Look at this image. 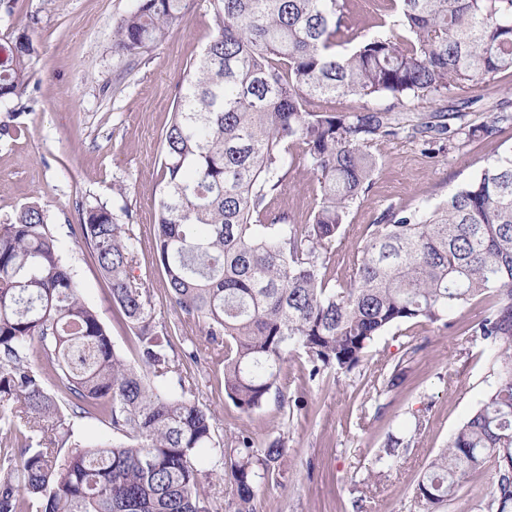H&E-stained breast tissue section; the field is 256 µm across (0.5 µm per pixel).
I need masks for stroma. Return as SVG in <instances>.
<instances>
[{
  "label": "stroma",
  "mask_w": 512,
  "mask_h": 512,
  "mask_svg": "<svg viewBox=\"0 0 512 512\" xmlns=\"http://www.w3.org/2000/svg\"><path fill=\"white\" fill-rule=\"evenodd\" d=\"M136 0H15L0 12V45L27 33L35 75L14 119L17 133L0 136V218L36 202L48 212L63 261L82 300L96 309L118 353L135 360V340L111 302L110 285L89 250L70 234L79 206L129 210L137 251L136 274L149 288L157 323L178 326L176 348L201 343L197 321L173 305L158 261L153 225L160 195L162 135L177 101L180 77L214 31L210 0H188L185 22L141 57L112 49V26ZM512 103V70L479 87L428 104V111L460 110L482 121L498 103ZM435 155L405 139L384 143L369 192L351 208L342 235L329 247L331 283L348 278L368 224L388 206L416 207L448 198L487 161L512 149V129L459 148L437 142ZM316 180L296 162L270 207L305 223ZM484 296L449 317L450 328L404 324L378 337L350 374L309 378L304 357L282 366L283 398L253 412L224 394V371L212 362H185L187 396L215 416L214 439L230 446L240 433L256 443L282 440L280 472L260 492L259 512H425L416 488L428 461L474 411L493 385L486 344L470 335L491 305ZM406 381L376 394L374 381L396 364ZM414 436L395 467L378 472L388 436ZM494 480L492 469L470 473L453 500L435 512H478Z\"/></svg>",
  "instance_id": "35a3bbf8"
}]
</instances>
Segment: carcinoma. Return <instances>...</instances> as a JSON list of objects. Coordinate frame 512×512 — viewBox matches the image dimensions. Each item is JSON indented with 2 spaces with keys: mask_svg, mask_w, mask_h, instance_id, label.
Masks as SVG:
<instances>
[{
  "mask_svg": "<svg viewBox=\"0 0 512 512\" xmlns=\"http://www.w3.org/2000/svg\"><path fill=\"white\" fill-rule=\"evenodd\" d=\"M215 29L184 75L163 136L154 240L172 303L198 322L207 344L173 354L150 291L134 274L136 246L105 207L81 209L71 234L110 281L112 305L138 340L137 362L115 350L86 305L41 206L0 220V424L23 425L18 452L0 455V512H208L202 479L227 477L235 512H257L265 482L285 455L241 435L216 448L214 415L186 398L183 361L223 366L224 393L259 409L282 364L305 356L309 376L349 374L379 336L408 322L450 327L448 314L494 296L470 328L493 348L497 381L429 462L416 494L431 509L471 471L490 466L487 512H512V151L488 162L447 201L390 205L330 288L329 246L370 190L377 146L398 137L429 147L470 145L512 128L502 102L475 124L463 112L424 115L421 105L512 69V0H397L395 20L336 50L351 29L348 0H212ZM186 0H138L112 29V48L139 57L186 18ZM34 49L18 34L0 57V102L21 99ZM336 97H386L385 109L327 112ZM299 148L318 183L303 224L269 211ZM39 352L41 366L31 363ZM56 376L60 394L44 375ZM177 375L179 390L151 384ZM397 364L376 388L405 381ZM100 417L118 439L58 459L71 419ZM414 437L390 438L377 459L396 465Z\"/></svg>",
  "mask_w": 512,
  "mask_h": 512,
  "instance_id": "carcinoma-1",
  "label": "carcinoma"
}]
</instances>
